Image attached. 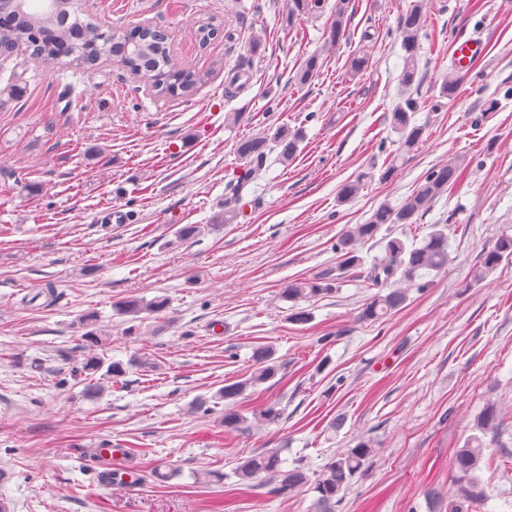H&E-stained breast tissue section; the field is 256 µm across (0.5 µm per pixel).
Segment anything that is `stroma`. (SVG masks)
<instances>
[{"label": "stroma", "mask_w": 512, "mask_h": 512, "mask_svg": "<svg viewBox=\"0 0 512 512\" xmlns=\"http://www.w3.org/2000/svg\"><path fill=\"white\" fill-rule=\"evenodd\" d=\"M416 0H352L346 37L326 40L328 10L296 17L305 39L285 35L286 0H93L105 25L150 21L174 35L176 58L202 81L186 97H159L118 64L86 70L0 58V504L6 512H313L302 488L282 498L238 483L241 461L278 448L314 473L334 452L374 450L334 512H449L451 462L494 405L505 426L484 452L489 498L467 512H512V261L482 272L485 252L512 235V0H428L415 116L426 131L398 155L387 120L401 91V14ZM211 22L223 32L199 44ZM376 36L367 70L347 62ZM478 33L487 53L453 98L439 96L453 43ZM322 67L296 74L310 55ZM238 85H230L234 73ZM20 93L8 97V85ZM498 100L496 111L485 109ZM242 113L239 124L225 116ZM301 129L296 157L269 156L234 224L212 218L240 171L238 140L267 128ZM465 178L405 234L447 225L453 257L425 276L403 307L359 321L375 290L367 266L344 272L312 299L306 323L279 296L290 280L335 271L336 239L382 203L400 204L448 159ZM397 159L387 181L341 204L339 184ZM116 206L126 224H105ZM192 224L194 236L181 227ZM164 297L169 308L129 324L127 298ZM96 316L97 352L123 376L86 390L77 373L89 344L78 326ZM274 353L275 379L238 406L248 429L224 430V384ZM277 423L256 420L267 405ZM110 444L116 465L97 460ZM138 480L122 489L123 474Z\"/></svg>", "instance_id": "stroma-1"}]
</instances>
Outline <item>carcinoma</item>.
<instances>
[{
  "instance_id": "obj_1",
  "label": "carcinoma",
  "mask_w": 512,
  "mask_h": 512,
  "mask_svg": "<svg viewBox=\"0 0 512 512\" xmlns=\"http://www.w3.org/2000/svg\"><path fill=\"white\" fill-rule=\"evenodd\" d=\"M325 0H288V27H293L297 15L316 16L323 13ZM351 0H336L332 17L327 27V39L331 44L338 43L346 33L350 20ZM85 10L79 0H67L64 9L54 7L35 12L32 6L22 10L0 12V56L11 57L19 53L31 58L47 57L53 48L52 39L57 37L69 46L68 54L80 64L93 67L111 56L119 58L130 72H140L153 78L154 92L167 97L176 91L180 95H190L201 77L196 71L180 63L173 53L172 35L169 31H159L154 27L134 26L118 36L111 30H103L90 19L82 18ZM427 23V14L421 5L416 4L399 18L398 38L402 51L403 68L401 82L412 88L419 74L420 36ZM370 51L361 48L348 64L353 76L363 73L368 67ZM319 68V57L309 56L297 74L300 83H307ZM460 84L457 71H448L442 79L439 94L451 98ZM417 101L409 96L390 112V125L399 135L401 150L408 153L423 141L425 128L416 123ZM303 140L299 129L282 126L271 135L261 134L240 140L236 144V154L242 162V174L230 180L224 191V211L214 218L216 224H234L239 216V204L253 174L261 169L269 155L278 153V160L286 163L293 158ZM397 158H392L386 168L376 174L362 172L356 177L341 183L336 192L341 204L355 199L364 188L365 181L374 177L386 181L396 169ZM466 162L462 158L450 159L433 168L413 192L400 205L388 203L379 205L363 224L348 225L336 241V253L340 254L342 269L361 265L360 246L375 237L385 224L392 227L416 223L419 216L428 210L437 198L447 193L465 175ZM512 259V237L504 235L495 246L485 253L482 268L490 271L503 260ZM451 262L446 226L432 225V231L421 242L388 236L383 241V255L374 259L368 270L373 285L383 287L394 282L413 285L425 274L441 272ZM333 291L332 278L324 274L312 279L291 280L280 288V297L288 302L310 301ZM407 300L404 288H393L388 293L377 294L365 302L360 309L359 320L377 322L401 308ZM167 307V302L156 298L145 303L137 298L114 304L116 314L127 316L135 321L143 313H158ZM256 368L243 381L227 384L219 392L224 400V429L238 431L245 428L248 418L236 409L237 398L247 389L265 383L275 377L278 365L267 348H257L253 354ZM107 367V375L114 377L124 373L119 363L104 365V360L92 356L82 363L80 372L94 376L102 367ZM502 426L496 408L492 405L480 413L476 419V434L468 438L458 449L452 462V485L456 502L460 505L473 504L488 499L487 488L478 472L484 458L486 443L484 437L496 436ZM374 449L367 443H360L344 452L328 458L322 468L309 476L300 464L284 468V460L276 449H266L251 455L233 469V475L242 483L258 482L268 477L273 482L271 492L288 497L306 485H311L317 497L316 512H333L354 478L360 474Z\"/></svg>"
}]
</instances>
